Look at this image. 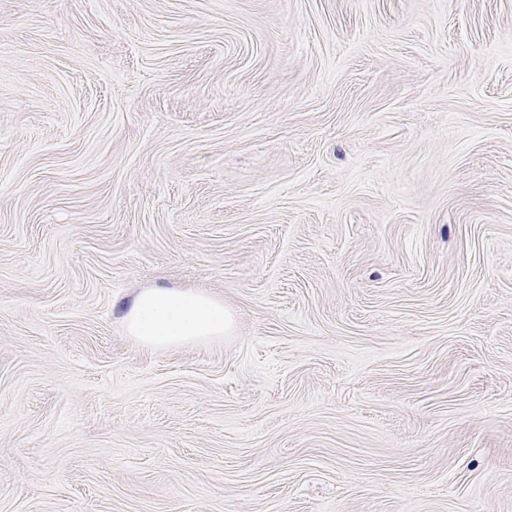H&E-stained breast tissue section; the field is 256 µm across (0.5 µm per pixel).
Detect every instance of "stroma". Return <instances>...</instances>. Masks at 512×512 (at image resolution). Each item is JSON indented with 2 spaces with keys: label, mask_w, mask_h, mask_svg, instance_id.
<instances>
[{
  "label": "stroma",
  "mask_w": 512,
  "mask_h": 512,
  "mask_svg": "<svg viewBox=\"0 0 512 512\" xmlns=\"http://www.w3.org/2000/svg\"><path fill=\"white\" fill-rule=\"evenodd\" d=\"M0 512H512V0H0ZM129 334L150 348H176L223 337L232 319L224 302L194 290L148 288L127 306Z\"/></svg>",
  "instance_id": "1"
}]
</instances>
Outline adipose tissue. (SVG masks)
<instances>
[{
    "mask_svg": "<svg viewBox=\"0 0 512 512\" xmlns=\"http://www.w3.org/2000/svg\"><path fill=\"white\" fill-rule=\"evenodd\" d=\"M129 334L150 348H176L223 337L232 319L222 300L194 290L148 288L127 306Z\"/></svg>",
    "mask_w": 512,
    "mask_h": 512,
    "instance_id": "adipose-tissue-1",
    "label": "adipose tissue"
}]
</instances>
